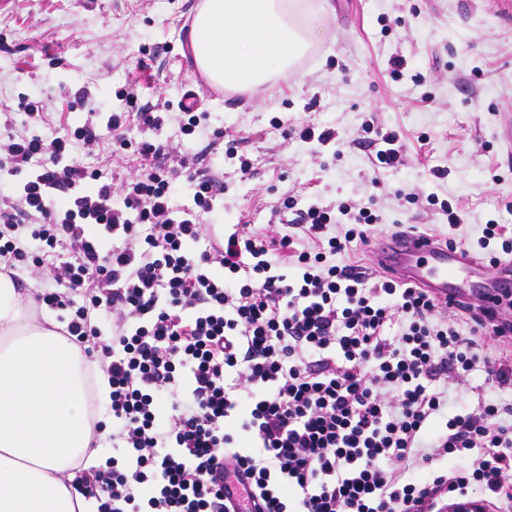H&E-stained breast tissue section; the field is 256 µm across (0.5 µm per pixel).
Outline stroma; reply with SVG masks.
I'll list each match as a JSON object with an SVG mask.
<instances>
[{
  "label": "stroma",
  "instance_id": "stroma-1",
  "mask_svg": "<svg viewBox=\"0 0 512 512\" xmlns=\"http://www.w3.org/2000/svg\"><path fill=\"white\" fill-rule=\"evenodd\" d=\"M198 0H0V134L24 130L22 103L48 112L46 138L93 123L98 147H75L113 184L133 179L129 153L110 154L107 122L149 106L162 124L131 126L128 137L166 147L165 163L187 164L224 181L202 218L215 237L230 224L266 231L283 199L298 208L342 202L371 207L376 234L416 225L479 253L489 220L512 228V146L499 138L512 122V0H308L320 6L323 35L288 80L256 91L211 96L187 51ZM408 66L394 80L387 64ZM422 82H413L415 74ZM194 91L207 118L184 134L176 104ZM94 100L95 115L79 108ZM330 127L334 143L304 141L274 128ZM396 131L400 161L372 164L366 124ZM223 138H216V131ZM236 142L251 162L241 173L225 155ZM448 200L461 224L427 202Z\"/></svg>",
  "mask_w": 512,
  "mask_h": 512
}]
</instances>
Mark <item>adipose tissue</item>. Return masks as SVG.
Wrapping results in <instances>:
<instances>
[{
	"mask_svg": "<svg viewBox=\"0 0 512 512\" xmlns=\"http://www.w3.org/2000/svg\"><path fill=\"white\" fill-rule=\"evenodd\" d=\"M297 0H198L190 35L196 68L218 86L252 90L287 78L317 36L297 31ZM111 388L32 290L0 275V512H86L75 483L93 438L89 398Z\"/></svg>",
	"mask_w": 512,
	"mask_h": 512,
	"instance_id": "obj_1",
	"label": "adipose tissue"
}]
</instances>
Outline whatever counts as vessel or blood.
<instances>
[{"label":"vessel or blood","instance_id":"b4317fda","mask_svg":"<svg viewBox=\"0 0 512 512\" xmlns=\"http://www.w3.org/2000/svg\"><path fill=\"white\" fill-rule=\"evenodd\" d=\"M371 265L402 283L425 288L441 304L481 307L489 329L512 347V256L495 270L461 246L415 232L385 236L372 251Z\"/></svg>","mask_w":512,"mask_h":512}]
</instances>
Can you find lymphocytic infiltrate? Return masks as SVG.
<instances>
[{
    "label": "lymphocytic infiltrate",
    "instance_id": "f902f5d3",
    "mask_svg": "<svg viewBox=\"0 0 512 512\" xmlns=\"http://www.w3.org/2000/svg\"><path fill=\"white\" fill-rule=\"evenodd\" d=\"M26 116L0 147L8 175H26L0 192V275L46 280L37 302L108 377L116 456L78 487L95 512H231L230 477L261 512H429L473 487L512 512V403L448 409L449 386L477 371L511 390L512 364L423 289L339 263L379 215L288 196L308 247L276 224L218 239L201 216L223 182L193 175L192 206L173 209L161 144L124 133L160 116L110 117V144L139 163L117 187L72 155L97 143L91 125L49 140L45 113ZM335 210L352 224L331 236Z\"/></svg>",
    "mask_w": 512,
    "mask_h": 512
}]
</instances>
